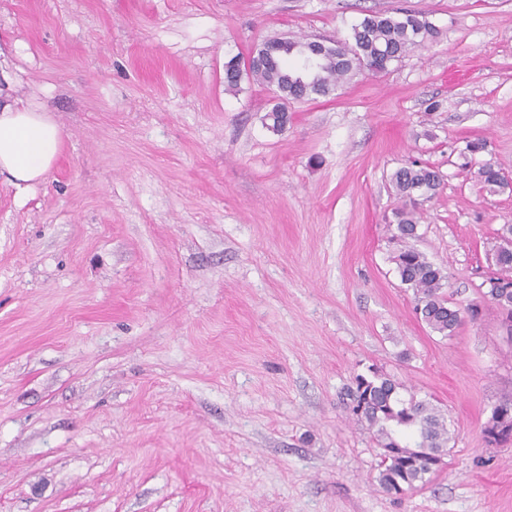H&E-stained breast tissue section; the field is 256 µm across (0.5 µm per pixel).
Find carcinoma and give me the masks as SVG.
Here are the masks:
<instances>
[{
    "label": "carcinoma",
    "instance_id": "1",
    "mask_svg": "<svg viewBox=\"0 0 512 512\" xmlns=\"http://www.w3.org/2000/svg\"><path fill=\"white\" fill-rule=\"evenodd\" d=\"M439 36V28L426 12L372 13L352 25L347 39L327 44L276 38L262 43L246 61L232 57L224 62V83L236 88L246 74L271 88L276 103L268 118L272 128L280 131L288 123V101L328 97L359 74L386 73L411 49L433 43ZM500 171L501 164L489 160L478 169L477 178L495 192L506 185L499 179ZM440 182L439 173L426 165L413 164L392 175L393 187L404 200L403 207L395 212L392 261L401 283L413 289L422 321L441 336L451 337L464 318L476 320L479 305L469 306L464 313L450 306L442 293L447 274L415 246L419 238L418 206L436 194ZM482 297L499 309L507 324V337L512 339V288H493ZM401 388L403 385L376 369L369 377L356 376L355 387L349 391L353 414L376 429L381 447L424 449V456H410L404 463L392 458L380 460L379 482L390 493L429 482L435 474L429 460L449 441L441 412L413 395L402 398Z\"/></svg>",
    "mask_w": 512,
    "mask_h": 512
}]
</instances>
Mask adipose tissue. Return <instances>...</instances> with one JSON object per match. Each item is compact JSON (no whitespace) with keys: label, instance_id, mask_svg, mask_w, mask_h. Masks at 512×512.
<instances>
[{"label":"adipose tissue","instance_id":"adipose-tissue-1","mask_svg":"<svg viewBox=\"0 0 512 512\" xmlns=\"http://www.w3.org/2000/svg\"><path fill=\"white\" fill-rule=\"evenodd\" d=\"M63 138V129L45 111L20 100H0V175L17 188L43 179Z\"/></svg>","mask_w":512,"mask_h":512}]
</instances>
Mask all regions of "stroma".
<instances>
[{"instance_id":"35a3bbf8","label":"stroma","mask_w":512,"mask_h":512,"mask_svg":"<svg viewBox=\"0 0 512 512\" xmlns=\"http://www.w3.org/2000/svg\"><path fill=\"white\" fill-rule=\"evenodd\" d=\"M423 10L437 42L335 95L273 97L224 63ZM0 96L64 133L27 191L0 176V512H512V394L493 303L450 338L391 260L390 183L441 176L419 250L463 309L498 268L512 185V0H0ZM485 152L462 169L467 140ZM377 367L444 415L443 468L395 495L345 391Z\"/></svg>"}]
</instances>
